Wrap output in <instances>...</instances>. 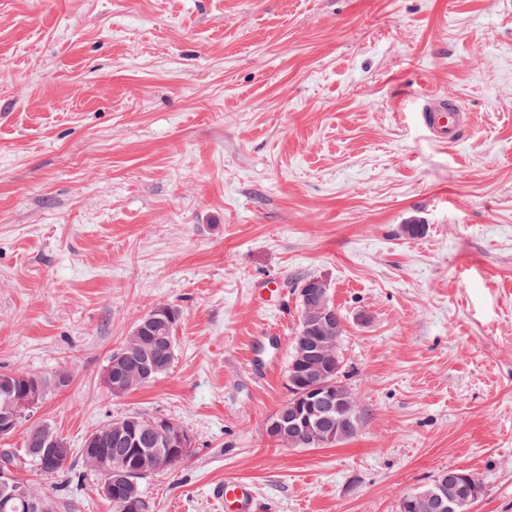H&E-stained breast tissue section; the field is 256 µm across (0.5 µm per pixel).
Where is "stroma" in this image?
Wrapping results in <instances>:
<instances>
[{"instance_id": "stroma-1", "label": "stroma", "mask_w": 512, "mask_h": 512, "mask_svg": "<svg viewBox=\"0 0 512 512\" xmlns=\"http://www.w3.org/2000/svg\"><path fill=\"white\" fill-rule=\"evenodd\" d=\"M0 66V373L69 377L33 421L73 449L131 413L180 425L148 512H217L228 478L260 512H399L458 468L470 512H512V0H0ZM426 92L476 115L461 144L418 126ZM310 278L358 431L284 448ZM163 304L170 371L112 395ZM28 478L114 512L91 472ZM156 309H163V312L154 313ZM178 321V310L167 304L155 307L141 319L120 347H130L127 370L142 363L145 351H154L164 362V368L156 374L154 380L166 374L174 360V331ZM136 333H139V336H136ZM160 336L165 339L164 345L158 343L157 339ZM212 497L221 505L231 502L234 512H258L260 510L256 490L252 482L244 479L224 480L211 490Z\"/></svg>"}]
</instances>
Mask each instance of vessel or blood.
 <instances>
[{"label":"vessel or blood","mask_w":512,"mask_h":512,"mask_svg":"<svg viewBox=\"0 0 512 512\" xmlns=\"http://www.w3.org/2000/svg\"><path fill=\"white\" fill-rule=\"evenodd\" d=\"M418 119L436 142L455 145L471 131L474 119L459 102L437 93L422 95ZM212 497L222 504H232L235 512H259V501L252 482L231 479L216 483Z\"/></svg>","instance_id":"1"}]
</instances>
